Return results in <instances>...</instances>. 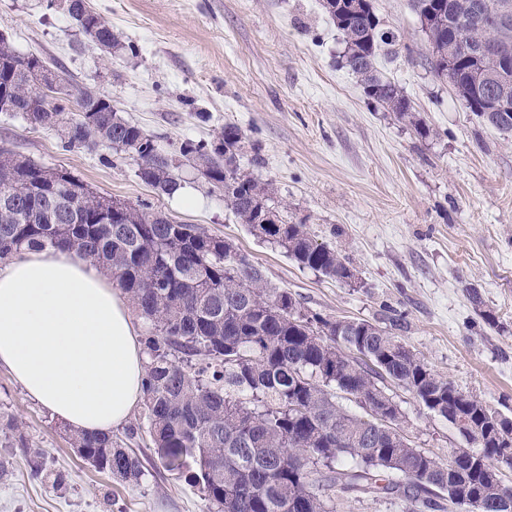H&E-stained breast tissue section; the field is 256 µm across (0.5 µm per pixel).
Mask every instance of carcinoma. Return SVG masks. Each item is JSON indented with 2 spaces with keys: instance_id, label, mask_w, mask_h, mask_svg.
<instances>
[{
  "instance_id": "1",
  "label": "carcinoma",
  "mask_w": 512,
  "mask_h": 512,
  "mask_svg": "<svg viewBox=\"0 0 512 512\" xmlns=\"http://www.w3.org/2000/svg\"><path fill=\"white\" fill-rule=\"evenodd\" d=\"M346 0H324L342 32L345 65L373 102L414 120L396 82L377 68L378 49L394 45L380 30L374 4L358 14ZM432 48V65L448 78L468 108L500 131H512V73L481 48L512 46V20H500L503 0H412ZM70 17L100 46L116 43L112 27L86 0H70ZM481 23L456 31L460 15ZM0 90L32 125L64 128L68 147L104 146L131 155L143 183L173 194L175 165L154 140L124 119L112 102L92 93L76 97L78 118L59 103L67 87L38 55L0 46ZM242 130L226 123L217 144L186 141L180 154L200 168L249 232L282 248L299 267L348 280L346 258L317 242L308 225L284 221L269 202L267 184L240 166ZM46 167L0 148V259L30 248L74 251L112 274L145 322L148 356L143 383L146 433L158 460L185 476L217 512H336L355 495L395 501L400 512H512V490L501 488L498 469L512 470V418L466 395L432 371L404 343L362 319L306 313L285 289L272 287L263 269L229 241L196 224H181L123 203L116 224H71L60 210L74 205L89 218L112 210L115 200L92 191L67 171ZM391 381L427 411L448 421L471 444L448 459L412 447L403 435L405 416L385 431L347 411L337 391L360 405L390 399ZM134 432L118 437L73 430L76 457L97 472L139 485L145 470L129 446ZM0 483L14 476L21 453L29 477L63 492L69 476L48 463L45 449L0 415Z\"/></svg>"
}]
</instances>
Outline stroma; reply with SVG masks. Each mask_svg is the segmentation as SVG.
Instances as JSON below:
<instances>
[{"label": "stroma", "instance_id": "stroma-1", "mask_svg": "<svg viewBox=\"0 0 512 512\" xmlns=\"http://www.w3.org/2000/svg\"><path fill=\"white\" fill-rule=\"evenodd\" d=\"M119 45L111 59L81 31L68 0H0V34L20 53L58 67L74 94L112 100L118 112L178 155L213 142L225 123L244 133L238 153L271 189L285 218L348 258L351 281L300 268L252 235L224 194L192 163L181 189L157 193L125 153L66 147L54 128L0 112V147L64 169L94 192L147 206L223 237L268 282L325 318H356L391 332L459 391L512 417V132L490 126L431 66L411 0H374L393 52L377 59L430 130L372 102L343 59V34L322 0H90ZM477 290L481 305L469 299ZM492 320H485V313ZM388 391L413 447L447 457L466 440L406 389ZM0 411L69 472L59 494L27 477L17 458L0 484V512H216L197 488L165 471L150 439L131 443L147 476L137 486L83 464L68 426L30 399L0 366Z\"/></svg>", "mask_w": 512, "mask_h": 512}]
</instances>
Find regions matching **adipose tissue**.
<instances>
[{
  "label": "adipose tissue",
  "mask_w": 512,
  "mask_h": 512,
  "mask_svg": "<svg viewBox=\"0 0 512 512\" xmlns=\"http://www.w3.org/2000/svg\"><path fill=\"white\" fill-rule=\"evenodd\" d=\"M0 366L52 417L90 433L124 425L143 394L126 298L73 252L0 261Z\"/></svg>",
  "instance_id": "ef3b65f1"
}]
</instances>
